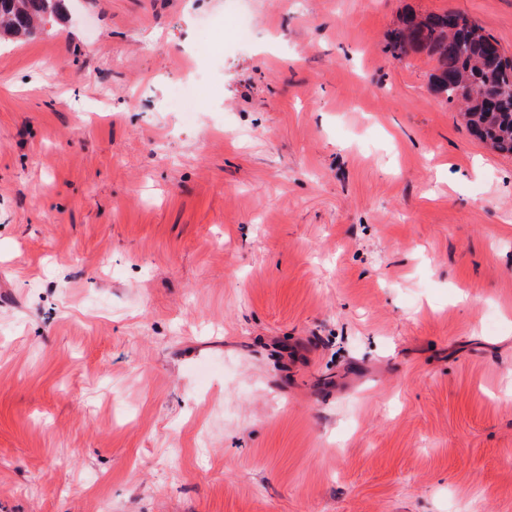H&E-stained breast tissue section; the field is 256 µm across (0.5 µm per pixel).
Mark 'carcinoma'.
Listing matches in <instances>:
<instances>
[{"label": "carcinoma", "instance_id": "obj_1", "mask_svg": "<svg viewBox=\"0 0 512 512\" xmlns=\"http://www.w3.org/2000/svg\"><path fill=\"white\" fill-rule=\"evenodd\" d=\"M62 0H0V41L29 37L62 15ZM496 40L456 11L404 14L387 37L396 59L422 52L434 62L433 89L457 108L468 131L512 155V57L495 55Z\"/></svg>", "mask_w": 512, "mask_h": 512}]
</instances>
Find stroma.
I'll return each instance as SVG.
<instances>
[{"label":"stroma","instance_id":"stroma-1","mask_svg":"<svg viewBox=\"0 0 512 512\" xmlns=\"http://www.w3.org/2000/svg\"><path fill=\"white\" fill-rule=\"evenodd\" d=\"M71 0L0 44V512H512V156L399 15Z\"/></svg>","mask_w":512,"mask_h":512}]
</instances>
